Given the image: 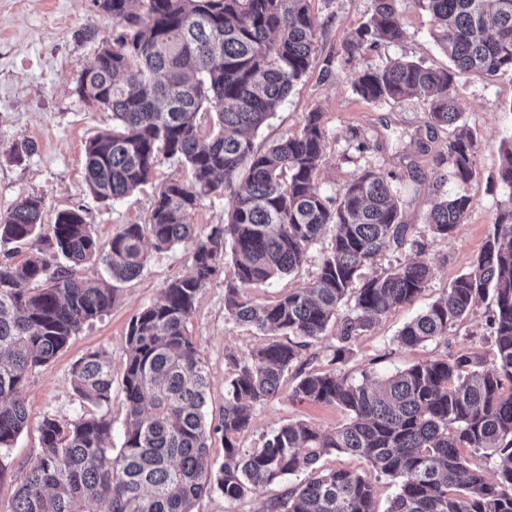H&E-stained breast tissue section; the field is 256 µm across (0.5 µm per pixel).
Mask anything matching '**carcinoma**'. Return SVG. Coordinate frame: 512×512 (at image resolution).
<instances>
[{"label": "carcinoma", "mask_w": 512, "mask_h": 512, "mask_svg": "<svg viewBox=\"0 0 512 512\" xmlns=\"http://www.w3.org/2000/svg\"><path fill=\"white\" fill-rule=\"evenodd\" d=\"M119 31L102 43L76 93L112 113V131L85 147L90 191L120 199L146 183L158 155L191 171L188 181L163 184L143 224H125L103 247L81 209L57 213L43 234V200L28 196L0 217V454L26 426L22 395L28 375L53 361L86 323L112 307L118 284L140 276L148 247L192 243V273L163 288L130 322L122 367L126 407L123 443L109 445L112 419L101 414L40 428L42 452L23 477L7 512H192L206 491L229 502L299 473L302 482L267 505V512H376L374 482H397L386 512H512V143L502 149L490 181L509 190L481 253L429 308L399 333L408 348L448 336L480 300L490 299L495 360L486 366L459 353L414 364L382 381L350 382L334 371H301L292 396L334 405L348 420L333 432L290 421L262 447L237 439L249 430L254 407L276 396L301 350L339 324L336 353L374 327L382 315L420 294L430 267L398 188L366 170L336 198L318 184L323 113L305 114L301 128L264 149L250 132L275 115L307 72L316 50L310 0H92ZM367 22L344 42L352 56L364 45L401 41L397 0H371ZM439 30L448 67L394 59L356 72L353 93L389 104L424 101L428 130L448 136L432 158L430 180L466 183L476 174L479 146L458 108L456 75L486 80L512 74V0H415ZM211 129L204 132L205 119ZM224 193L232 207L224 223L204 233L190 222L197 202ZM471 197L436 193L427 223L453 236ZM332 229L331 247L316 277L274 304L247 291L288 275L307 249ZM42 239L52 256L11 263L13 252ZM388 250L414 258L380 275L364 269ZM230 255L224 308L234 321L272 340L249 355L231 356L220 426L206 422L208 374L189 336L198 295ZM64 262L59 263L57 259ZM100 260L111 281L74 277L71 266ZM349 311L339 314L340 308ZM83 400H112V364L90 352L73 367ZM222 433L224 464L211 469L209 441ZM365 459L371 473L320 471L325 454Z\"/></svg>", "instance_id": "cac0c4a2"}]
</instances>
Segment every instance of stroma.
Returning a JSON list of instances; mask_svg holds the SVG:
<instances>
[{
	"label": "stroma",
	"instance_id": "stroma-1",
	"mask_svg": "<svg viewBox=\"0 0 512 512\" xmlns=\"http://www.w3.org/2000/svg\"><path fill=\"white\" fill-rule=\"evenodd\" d=\"M370 9L371 0H310L311 13L319 25L314 59L307 74L276 115L255 133L253 141L255 146H266L299 130L306 112H322V192L337 196L347 181L367 169L393 175L405 221L414 225L417 239L425 246L431 275L423 292L382 316L353 342L342 361L334 359L337 342L332 327L312 341L304 356L313 369H332L355 381L365 374L384 378L410 365L462 351L492 363L495 353L488 325L492 305L487 300L478 302L447 339L404 348L396 337L457 276L469 270L492 229L503 192L490 183L489 177L500 164L501 145L512 141V76L491 82L473 73L457 77L459 108L479 150L473 179L465 184L448 182L445 189L471 196L473 204L452 238L435 237L426 222L434 193L425 177L431 169V158L417 154L411 143L413 137L427 130L425 104L414 98L390 105L371 104L353 93L350 80L354 72L392 59L444 68L448 58L434 38L431 17L413 0L397 2L405 31L402 41L383 42L347 58L343 42L366 22ZM89 23L97 27L96 39H76V32ZM112 31V19L97 13L92 0H0L1 215L28 196L43 199V222L47 225L53 224L59 211L79 207L93 235L105 244L122 225L147 220L164 183L190 179L186 166L161 156L149 182L125 198L103 203L90 192L84 171L85 146L97 134L111 129L112 115L90 107L76 94L75 86L102 41L111 39ZM23 139L35 142V153L19 163L9 160L11 146ZM330 241V235H323L311 245L298 270L250 289V297L271 303L308 286ZM190 249V244L181 243L168 250L151 251L143 274L120 284L108 313L85 324L54 361L29 375L23 391L27 425L0 461V512H6L23 475L41 453L43 419L53 416L67 422L99 412L98 407L75 393L71 384L73 365L86 353L97 351L111 361L113 370H121L127 358L126 332L131 320L160 296L167 282L190 274ZM230 274V269H223L204 288L187 323L209 374L205 414L214 425L220 422L224 386L232 370L228 355L246 356L266 342L261 333L226 315L224 279ZM296 375V370H289L278 395L255 407L249 430L238 438L241 447H261L266 435L291 420H302L324 431L346 423V414L337 407L293 399ZM298 482V477L292 476L232 504L213 490L196 501L192 512H264L270 499Z\"/></svg>",
	"mask_w": 512,
	"mask_h": 512
}]
</instances>
